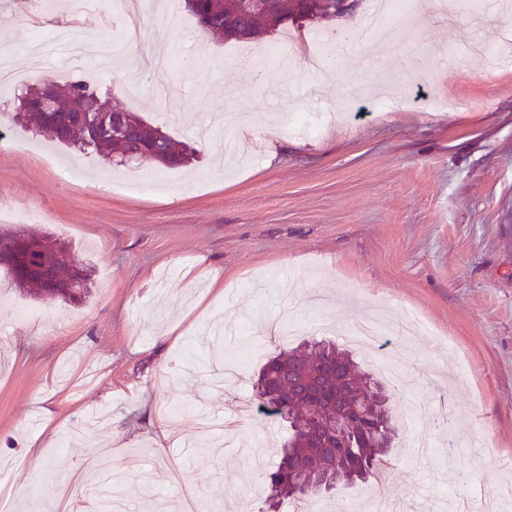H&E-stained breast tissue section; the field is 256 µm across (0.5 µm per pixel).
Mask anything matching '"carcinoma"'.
Returning a JSON list of instances; mask_svg holds the SVG:
<instances>
[{
	"mask_svg": "<svg viewBox=\"0 0 512 512\" xmlns=\"http://www.w3.org/2000/svg\"><path fill=\"white\" fill-rule=\"evenodd\" d=\"M190 13L203 31L226 41L249 40L287 28L277 13L253 11L238 0L228 4L225 0H199ZM36 92L35 85L26 89L28 98H19V112L13 119L25 120L54 142L89 149L102 157L117 148L129 158L166 168L189 161L183 144L126 110L117 111V116L135 134L124 143L107 135L87 141L76 123L61 130L52 116L37 111ZM58 96L71 113L100 103L79 75L64 82ZM1 240L10 244L11 250L0 268L20 291L32 297L54 295L70 301L81 297L87 271L73 258L69 245L33 230H5L0 233ZM373 383L347 350L323 341L307 344L302 350L280 352L265 362L256 382L259 397L265 401L263 410L288 424V439L267 477V499L309 502L323 490L373 478L375 466L382 461L379 450L388 447L395 423L386 408V397ZM354 398L365 404V416L354 419L351 427L334 429L336 415Z\"/></svg>",
	"mask_w": 512,
	"mask_h": 512,
	"instance_id": "1",
	"label": "carcinoma"
}]
</instances>
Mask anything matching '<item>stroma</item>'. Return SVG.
I'll return each mask as SVG.
<instances>
[{
	"label": "stroma",
	"mask_w": 512,
	"mask_h": 512,
	"mask_svg": "<svg viewBox=\"0 0 512 512\" xmlns=\"http://www.w3.org/2000/svg\"><path fill=\"white\" fill-rule=\"evenodd\" d=\"M414 2L394 53L379 39L354 47L315 89L311 33L347 34L361 11L289 21L300 35L293 69L259 81L239 53L272 47L278 33L224 41L188 14L196 40L176 43L175 57L198 66L156 72L149 49L164 0L141 20L133 66L97 61V45L122 31L111 0H0V44L31 82L66 81L82 54L78 74L112 106L191 155L176 173L78 158L15 124L14 91L0 88V134L24 138L0 147V231L53 233L89 273L75 302L23 295L0 273V512H52L43 484L75 477L83 512H100L92 485L105 456L123 474L112 493L129 512H186L185 486L204 512H263L287 429L254 405L260 367L314 339L343 344L342 329L375 311L399 378L358 363L393 413L419 404L386 450L395 512H448L463 474L481 512L482 495L512 481V47L497 63L476 51L503 19L466 14L465 0H454L464 17L452 24L430 0ZM135 81L144 92L132 102ZM387 85L402 104L382 112ZM229 109L251 115L259 150L220 169ZM293 111L343 123L304 135L288 123ZM143 176L155 186L130 190ZM19 305L34 323L13 321ZM288 313L303 334L260 335ZM165 403L222 417L230 446L159 439Z\"/></svg>",
	"instance_id": "stroma-1"
}]
</instances>
